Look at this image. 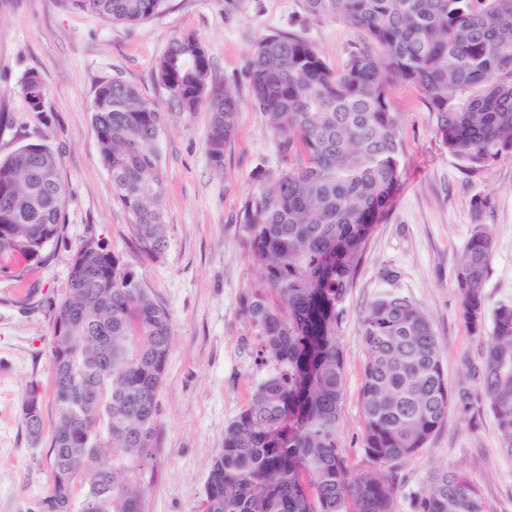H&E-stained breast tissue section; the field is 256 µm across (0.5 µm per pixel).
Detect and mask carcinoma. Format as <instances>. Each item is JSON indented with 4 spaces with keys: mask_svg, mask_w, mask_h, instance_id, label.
<instances>
[{
    "mask_svg": "<svg viewBox=\"0 0 512 512\" xmlns=\"http://www.w3.org/2000/svg\"><path fill=\"white\" fill-rule=\"evenodd\" d=\"M105 23L139 24L161 0H72ZM307 13L361 30L373 45L331 68L318 48L270 34L252 51L251 104L291 158L246 197L239 224L265 288L246 311L272 364L247 406L224 428L212 459L203 512H397L396 470L427 447L471 393L448 387L433 324L410 298L374 300L362 324L363 463L343 452L338 423L345 371L342 304L376 225L387 218L402 176L401 113L389 80L424 94L435 138L471 169L512 156V0H303ZM154 73L177 111L210 114L206 153L224 171L241 101L209 85L210 57L193 34L172 37ZM22 90L45 111L36 74ZM92 126L112 192L128 214L138 250L165 247L159 148L166 113L118 79L101 83ZM66 184L55 152L27 143L0 159V269L35 263L62 236ZM472 202L473 232L456 274L461 312L485 335L478 396L502 450L512 454V304L484 293L494 236ZM491 330L485 332L486 319ZM170 347V314L104 245L74 254L66 295L53 308L55 426L50 488L38 512H142L139 475L152 456L157 398ZM23 422L39 441L40 393ZM413 512H486L459 468H436Z\"/></svg>",
    "mask_w": 512,
    "mask_h": 512,
    "instance_id": "1",
    "label": "carcinoma"
}]
</instances>
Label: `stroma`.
Returning <instances> with one entry per match:
<instances>
[{
	"label": "stroma",
	"mask_w": 512,
	"mask_h": 512,
	"mask_svg": "<svg viewBox=\"0 0 512 512\" xmlns=\"http://www.w3.org/2000/svg\"><path fill=\"white\" fill-rule=\"evenodd\" d=\"M276 31L309 39L334 68L368 46L363 32L312 18L302 0H163L153 19L137 25L106 24L71 0H0V112L9 117L0 127V158L26 143L47 144L59 156L67 185L59 242L46 248L41 263L0 271V512H38L49 489L52 310L66 293L75 252L91 237L136 271L170 314L171 344L153 460L142 476V512H202L224 427L271 369L258 355L259 340L245 311L262 282L247 257L238 215L261 175L287 165L251 105L246 71L255 45ZM186 33L207 47L210 83L234 87L242 103L220 173L205 152L206 106L191 114L173 111L154 75L169 38ZM33 72L49 92L42 112L30 110L22 91ZM114 77L169 114L160 136L166 246L152 260L135 247L92 127L95 90ZM389 94L403 114V177L346 295L339 332L346 373L340 438L355 463L363 458L361 328L378 296L393 292L415 301L439 339L449 387L478 389L473 370L481 364L482 339L461 314L456 272L479 195L492 199L483 221L494 230L484 292L490 304L512 303V156L467 170L435 138L417 87L395 80ZM33 387L43 399L45 437L37 443L22 419ZM443 466L468 474L487 512H512V455L500 447L487 403L476 399L466 409L451 407L427 448L398 469V512H410L411 496L425 487L433 468Z\"/></svg>",
	"instance_id": "stroma-1"
}]
</instances>
